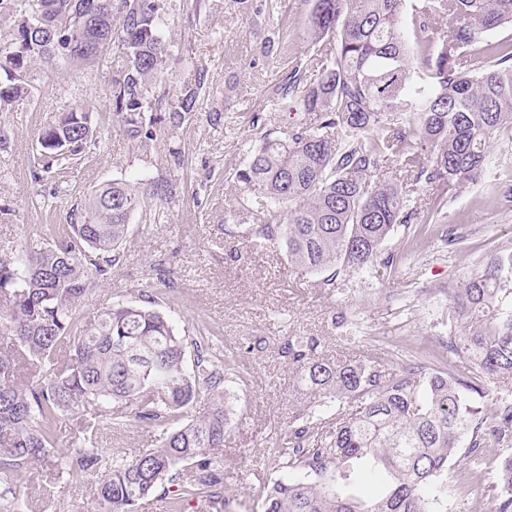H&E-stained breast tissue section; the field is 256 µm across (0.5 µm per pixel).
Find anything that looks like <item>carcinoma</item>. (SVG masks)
<instances>
[{"mask_svg": "<svg viewBox=\"0 0 512 512\" xmlns=\"http://www.w3.org/2000/svg\"><path fill=\"white\" fill-rule=\"evenodd\" d=\"M167 0H119V28L86 13L85 29L67 27L80 0H0V112L28 96L43 64L91 70L99 49L117 52L112 109L119 129L145 147L156 138L147 114L164 101L172 47L163 28ZM452 17L437 34L427 21ZM512 28V0H314L309 37L334 39L309 82L294 69L281 89L319 124L284 139H265L236 173L263 187L269 205L255 235L282 239L288 260L309 273L360 270L414 211L397 185L371 174L391 160L441 189L483 176L492 135L512 129V41L482 42ZM210 86L206 73L184 88L177 125ZM89 106L78 101L38 134L40 173L74 165L97 145ZM173 185L114 180L88 191L79 220L58 228L53 244L0 255V497L4 512H32L16 492L30 469L46 464L78 483L97 479L95 512H133L158 487L182 501L215 498L224 487L229 385L244 382L234 355L214 336H182L153 306L114 301L93 324L77 303L120 259L131 217L163 219ZM512 252L487 258L455 289L451 320L468 327L448 336V367L339 363L316 353L317 340L288 341L300 394L323 399L294 415L265 455L278 478L266 512H449L461 501L448 464L468 459L465 481L512 512V403L484 405L486 378L512 376ZM464 359L473 370L460 369ZM350 407L326 417L327 405ZM78 437L60 447L61 423ZM139 423L156 445L105 465L101 428Z\"/></svg>", "mask_w": 512, "mask_h": 512, "instance_id": "cac0c4a2", "label": "carcinoma"}]
</instances>
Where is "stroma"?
Listing matches in <instances>:
<instances>
[{
  "label": "stroma",
  "instance_id": "stroma-1",
  "mask_svg": "<svg viewBox=\"0 0 512 512\" xmlns=\"http://www.w3.org/2000/svg\"><path fill=\"white\" fill-rule=\"evenodd\" d=\"M170 2L164 35L177 58L156 115L159 135L149 146L114 122L116 54L108 45L91 72L38 69L30 96L0 113L8 136L0 151V251L52 243L92 187L128 178L173 183L164 223L133 215L119 263L91 287L78 310L89 322L112 298L140 304L144 293L163 286L167 292L157 307L177 331L208 328L238 354L249 384L234 389L219 452L228 479L222 503L210 512H264V489L276 475L262 455L278 428L308 403L296 390L281 345L313 336L318 354L335 361L370 358L389 369L404 358L446 366L454 289L486 255L512 250V181L501 178L512 172V131L493 136L482 179L446 191L447 205L433 224L425 218L436 188L386 164L377 178L402 185L416 220L382 243L370 268L303 273L289 262L283 241L257 239L249 222L237 217L240 198L255 210L265 200L245 189L236 172L263 138H282L314 122L293 99L276 94L294 66L307 79L319 75L317 61L328 45L310 43L313 0ZM200 69L214 93L202 97L183 123L169 124V113L179 110L185 86ZM79 100L101 127V144L72 168L34 178L39 128ZM98 441L108 454L131 456L152 447L153 433L138 426L118 433L108 428ZM23 490L34 512H92L97 485L37 469Z\"/></svg>",
  "mask_w": 512,
  "mask_h": 512
}]
</instances>
